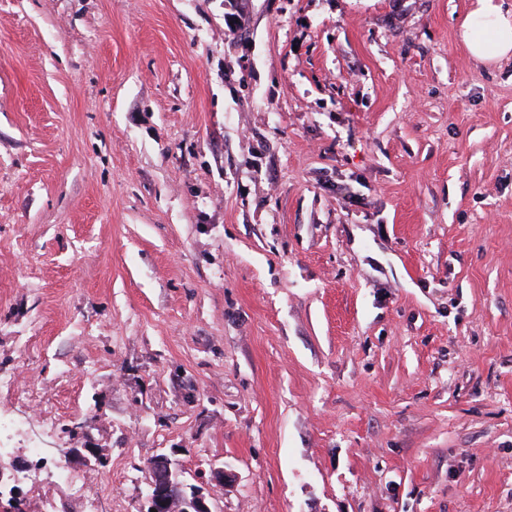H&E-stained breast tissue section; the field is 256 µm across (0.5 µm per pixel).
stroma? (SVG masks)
Returning a JSON list of instances; mask_svg holds the SVG:
<instances>
[{"mask_svg": "<svg viewBox=\"0 0 512 512\" xmlns=\"http://www.w3.org/2000/svg\"><path fill=\"white\" fill-rule=\"evenodd\" d=\"M472 5L0 0V446L85 482L21 472L32 512H139L161 454L214 512H512Z\"/></svg>", "mask_w": 512, "mask_h": 512, "instance_id": "35a3bbf8", "label": "stroma"}]
</instances>
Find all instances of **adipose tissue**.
<instances>
[{
	"mask_svg": "<svg viewBox=\"0 0 512 512\" xmlns=\"http://www.w3.org/2000/svg\"><path fill=\"white\" fill-rule=\"evenodd\" d=\"M460 38L482 64L512 58V10L504 9L501 0H475L460 25Z\"/></svg>",
	"mask_w": 512,
	"mask_h": 512,
	"instance_id": "obj_1",
	"label": "adipose tissue"
}]
</instances>
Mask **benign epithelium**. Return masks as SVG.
<instances>
[{"mask_svg": "<svg viewBox=\"0 0 512 512\" xmlns=\"http://www.w3.org/2000/svg\"><path fill=\"white\" fill-rule=\"evenodd\" d=\"M60 452L65 457H79L84 463L94 467L108 464V458L92 448H62ZM174 475L172 463L167 457L161 455L153 460L141 512H172L175 505L179 512H213L210 505L211 490L203 487L189 488L184 482L174 478ZM27 510V500L19 486H13L6 499L0 493V512Z\"/></svg>", "mask_w": 512, "mask_h": 512, "instance_id": "1", "label": "benign epithelium"}]
</instances>
